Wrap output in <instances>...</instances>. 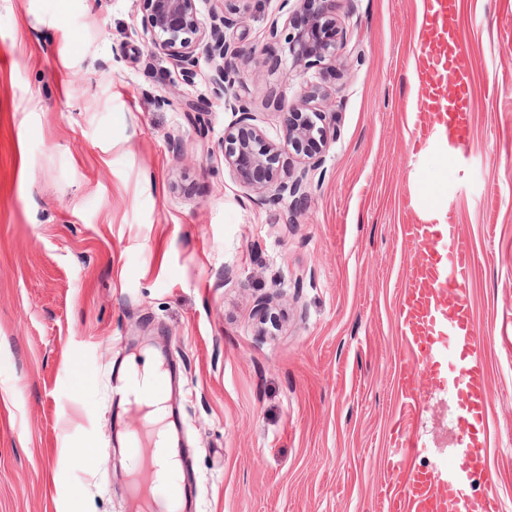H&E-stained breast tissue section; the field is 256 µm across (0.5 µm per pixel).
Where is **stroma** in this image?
Listing matches in <instances>:
<instances>
[{"instance_id":"stroma-1","label":"stroma","mask_w":512,"mask_h":512,"mask_svg":"<svg viewBox=\"0 0 512 512\" xmlns=\"http://www.w3.org/2000/svg\"><path fill=\"white\" fill-rule=\"evenodd\" d=\"M236 8L231 62L267 138L284 137L276 101L311 85L336 112L300 208L225 167L236 115L213 62L197 49L188 80L147 48L139 0H0V512H128L111 386L130 347L181 367L197 512H375L402 362L419 2L336 0L349 65L332 76L294 66L287 29L268 39L284 0ZM462 26L476 132L445 177L475 246L494 446L487 478L460 493L495 484L512 512V0H462ZM462 424L456 396L428 387L403 470L444 469ZM70 448L95 464L58 468Z\"/></svg>"}]
</instances>
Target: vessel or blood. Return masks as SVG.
<instances>
[{"instance_id": "b4317fda", "label": "vessel or blood", "mask_w": 512, "mask_h": 512, "mask_svg": "<svg viewBox=\"0 0 512 512\" xmlns=\"http://www.w3.org/2000/svg\"><path fill=\"white\" fill-rule=\"evenodd\" d=\"M419 51L414 66L421 90L415 105L413 130L420 139L443 132L448 162L457 164L458 150L474 133L477 109L474 62L461 26L460 0H421L416 30ZM406 244L420 256L408 261L397 296L395 318L401 352L408 364L397 381L402 409L418 402L427 370L440 372V385H452L465 410V446L445 472L417 469L402 473V461L413 445L402 422L389 429L384 453L388 478L379 487L382 512H502L495 490L464 503L459 475L487 467L489 442L478 424L490 408L488 371L477 357L484 338L474 325L471 285L476 274L475 247L462 233L456 217L444 224H406ZM129 446L137 470L156 471V437L148 429L132 436Z\"/></svg>"}]
</instances>
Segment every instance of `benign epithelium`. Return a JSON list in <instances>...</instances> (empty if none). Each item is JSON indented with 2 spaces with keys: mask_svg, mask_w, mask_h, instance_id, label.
I'll return each mask as SVG.
<instances>
[{
  "mask_svg": "<svg viewBox=\"0 0 512 512\" xmlns=\"http://www.w3.org/2000/svg\"><path fill=\"white\" fill-rule=\"evenodd\" d=\"M148 26L144 37L153 50L161 51L180 68L186 79H191L196 64L195 52L200 43L215 64L213 82L224 94V105L238 114L235 122L224 130V166L228 167L243 186L272 199L285 196L294 204L308 198L307 173L293 180L279 175L278 163L282 151L294 150L311 159L309 168L316 169L320 161L316 150L328 144L327 128L336 124V113L326 112L312 105L322 97L316 88L308 90L299 100L278 102V108L288 112L284 142L267 139L256 124L257 117L233 88L237 72L228 62L230 46L224 39V29L239 24L233 0H225L224 13L205 31L198 18L197 0H139ZM298 9L284 20L291 28L288 34V52L295 65L336 61L339 49L338 35L342 28L333 12L335 0H297Z\"/></svg>",
  "mask_w": 512,
  "mask_h": 512,
  "instance_id": "obj_1",
  "label": "benign epithelium"
}]
</instances>
